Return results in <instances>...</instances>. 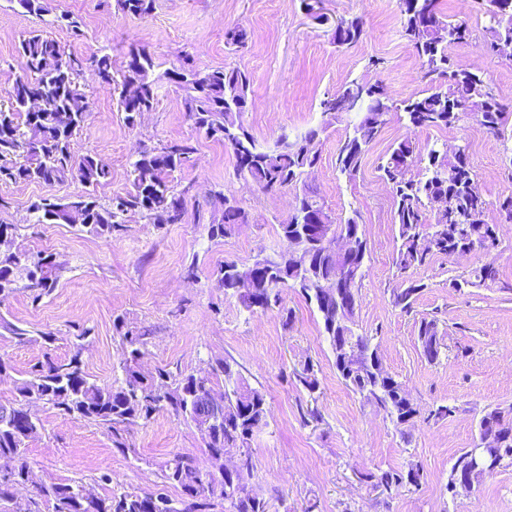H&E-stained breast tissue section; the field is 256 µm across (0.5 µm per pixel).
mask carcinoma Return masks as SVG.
<instances>
[{
  "label": "carcinoma",
  "instance_id": "1",
  "mask_svg": "<svg viewBox=\"0 0 512 512\" xmlns=\"http://www.w3.org/2000/svg\"><path fill=\"white\" fill-rule=\"evenodd\" d=\"M154 3L118 0V7L134 17L146 18ZM479 5L489 17L486 50L495 56L497 46L512 45V0H481ZM399 9L403 36L424 67L425 88L398 102L381 81L361 84L353 80L319 103L323 113L341 105L360 114L336 156V168L349 179L359 172L366 151L392 112L405 113L410 126L425 129L448 128L467 114L484 132L501 137L512 115V100L496 94L481 74L460 67L450 53L452 47L472 38L467 21L447 19L441 0H399ZM364 34L361 18H341L333 39L340 46H348L358 43ZM248 39V31L240 25L225 28V46L232 50L243 47ZM59 47L54 38L42 33L19 42L18 53L35 71V80L5 92L0 99V184L52 185L70 178L95 188L110 180L111 169L102 158L91 153L77 156L72 151V141L84 129L90 111L89 95L81 83L86 68L113 87L126 126H135L141 113L155 107L154 81L150 79L155 62L146 48L128 52L127 58L140 62L141 71L134 73L128 62L118 66L108 53L63 57ZM174 79L185 92L186 112L196 131L206 130V137L232 150L235 161L249 163L246 184L263 193H275L303 182L307 171L319 164L320 130L311 129L292 142L284 138L272 147H263L241 122L249 105L248 72L224 66L201 72L187 56ZM195 151L190 139L173 141L159 150L145 148L130 163V189L125 193L113 196L106 205L90 193L66 199L46 196L32 204L33 222L68 224L73 210L83 206L85 214L77 227L105 239L121 235L129 213H138L153 224H179L186 212L189 188L177 189L173 173ZM378 170L392 193L393 223L398 226L400 241L393 259L400 288L393 292V303L410 313L423 288L415 278L417 271L451 251L470 250L475 239L497 235L496 225L487 222L489 203L469 161L443 148L431 149L423 159L406 137L392 145ZM437 198L456 200L457 207L434 211V222L427 224L423 210ZM213 204L221 219L209 226L212 238L228 236L250 221V213L222 192L214 195ZM295 210L292 220L279 225L280 236L288 241L287 251L258 258L250 265L226 262L214 272L217 285L248 312L278 305L281 288L297 290L316 308L323 335L334 351L336 372L346 386L383 409L395 426L408 425L418 414L410 392L386 372L365 371L366 360L377 356L378 348L355 332L357 309L336 323V295L323 288L324 281L336 278L338 270L346 267L354 278L353 288L343 285L341 299L350 298V290H358L366 276L364 271L357 272L366 255L362 225L355 216L335 222L309 185L296 195ZM314 217L336 225V234L347 241L344 253L322 241L312 222ZM63 270L51 254L0 251V304L22 288L32 293L33 300L42 299L57 287ZM473 276V286L496 282L495 261L483 263ZM112 326L124 356V377L119 385L97 384L84 371L83 345L78 344L68 359L48 361L21 373L15 380L13 401L0 403V455L9 454L14 461L10 479H0V512H268L266 498L251 483L254 463L248 450L254 435L267 425L265 395L246 382L237 363L225 358L187 373L163 368L143 373L139 362L147 353L150 330L129 325L123 316L115 317ZM0 328L18 344L36 341L29 330L2 317ZM443 339L436 318L419 320L417 342L427 360L439 358ZM296 379L310 394L319 389L310 363L303 365ZM221 384L224 405L218 411L211 393ZM26 401L49 404L63 415L103 426L111 435L112 447L123 452L135 451L128 439V426L168 412L194 424L205 453H233L239 465L216 478L203 472L195 456L173 455L160 467L159 478L163 486L179 490L174 498L162 492L120 493L98 495L88 501L82 495L83 482L69 481L41 484L23 499L14 489L29 481L27 443L44 429L39 419L32 423L16 419ZM478 428L497 430L501 436L499 450L512 460V407L486 411ZM357 478L390 496L420 485L423 470L411 463L405 469L360 471Z\"/></svg>",
  "mask_w": 512,
  "mask_h": 512
}]
</instances>
